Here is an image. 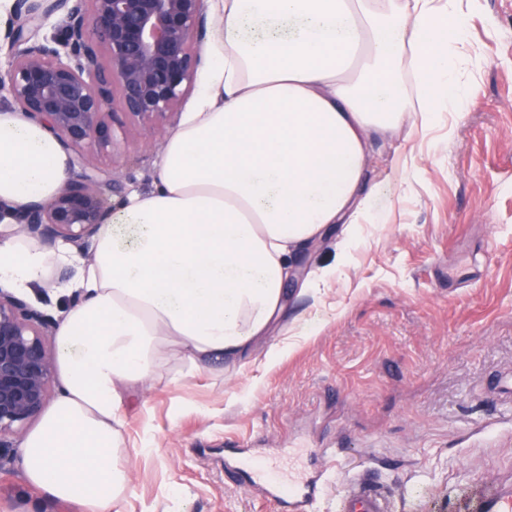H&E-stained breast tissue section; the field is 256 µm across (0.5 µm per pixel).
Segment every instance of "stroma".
<instances>
[{
  "mask_svg": "<svg viewBox=\"0 0 512 512\" xmlns=\"http://www.w3.org/2000/svg\"><path fill=\"white\" fill-rule=\"evenodd\" d=\"M466 37L458 80L467 95L422 132L372 144L381 223L360 228L346 263L340 233L325 237L287 284L288 312L264 350L233 377L166 374L128 397L123 450L130 490L120 512H281L244 474L226 469L232 448L291 458L303 474L325 469L315 512L371 467L391 512H456L475 481L512 480V398L494 380L512 368V0H462ZM172 125L129 132L114 154L113 204L152 190ZM157 146H142V138ZM336 272L315 291L301 278ZM186 397L198 411L176 414ZM157 450L138 454L143 428ZM339 449V466L321 449ZM0 512H70L29 485L20 456L0 461Z\"/></svg>",
  "mask_w": 512,
  "mask_h": 512,
  "instance_id": "35a3bbf8",
  "label": "stroma"
}]
</instances>
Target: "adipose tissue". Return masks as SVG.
Returning a JSON list of instances; mask_svg holds the SVG:
<instances>
[{"label": "adipose tissue", "mask_w": 512, "mask_h": 512, "mask_svg": "<svg viewBox=\"0 0 512 512\" xmlns=\"http://www.w3.org/2000/svg\"><path fill=\"white\" fill-rule=\"evenodd\" d=\"M190 112L167 138L156 184L131 193L84 258L0 236V288L75 267L80 298L54 346L61 388L22 443L29 484L72 512H118L130 486L127 395L162 367L171 382L234 373L285 312L298 254L331 225L341 251L379 220L371 135L430 126L456 107L464 37L458 0H218ZM424 91L407 108L401 79ZM69 153L49 130L0 108V204L44 203Z\"/></svg>", "instance_id": "1"}]
</instances>
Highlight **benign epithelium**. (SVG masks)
Returning <instances> with one entry per match:
<instances>
[{"mask_svg":"<svg viewBox=\"0 0 512 512\" xmlns=\"http://www.w3.org/2000/svg\"><path fill=\"white\" fill-rule=\"evenodd\" d=\"M50 37L39 31L53 15ZM204 0H13L0 41V99L41 123L74 153L62 192L46 203L5 213L14 233L78 248L113 212L112 175L91 167L87 147L111 152L114 125L171 121L194 89L203 64ZM52 316L0 289V447L38 420L55 379Z\"/></svg>","mask_w":512,"mask_h":512,"instance_id":"benign-epithelium-1","label":"benign epithelium"}]
</instances>
